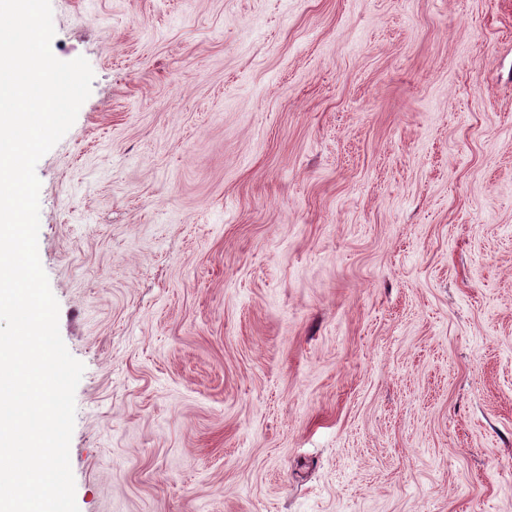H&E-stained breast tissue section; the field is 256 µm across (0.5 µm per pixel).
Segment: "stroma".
<instances>
[{
    "label": "stroma",
    "mask_w": 512,
    "mask_h": 512,
    "mask_svg": "<svg viewBox=\"0 0 512 512\" xmlns=\"http://www.w3.org/2000/svg\"><path fill=\"white\" fill-rule=\"evenodd\" d=\"M51 7L79 512H512V0Z\"/></svg>",
    "instance_id": "stroma-1"
}]
</instances>
